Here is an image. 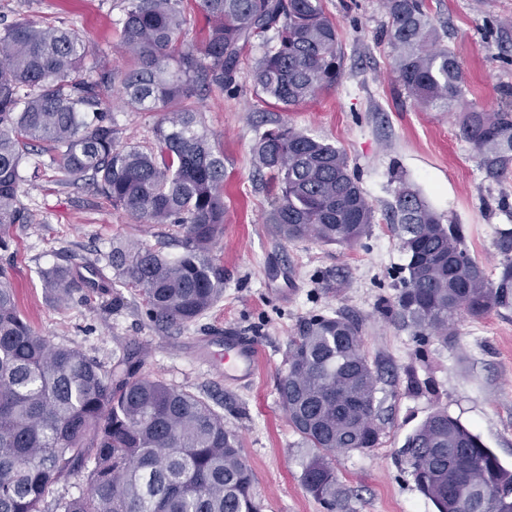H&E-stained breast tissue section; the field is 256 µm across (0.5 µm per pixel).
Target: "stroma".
<instances>
[{"label": "stroma", "instance_id": "obj_1", "mask_svg": "<svg viewBox=\"0 0 512 512\" xmlns=\"http://www.w3.org/2000/svg\"><path fill=\"white\" fill-rule=\"evenodd\" d=\"M124 0H0V28L18 18L69 29L96 47L109 68L124 66L118 21ZM441 45L464 72L463 94L448 109L422 106L398 84L385 0H323L342 47V76L313 101L284 111L255 93L251 70L265 47L254 41L241 57L234 89L210 87L198 107L224 156V235L215 254L224 263V295L195 322L153 321L137 291L121 288V304L92 288L56 302L44 270L97 273L113 280L106 261L113 243L134 241L174 257L179 227L143 224L90 189L57 180L36 155L23 161L18 205L31 220L13 225L0 251V279L17 294L21 313L51 343L77 348L111 368L130 345L142 351V373L207 400L224 416L254 473L263 512H325L300 476L309 456L278 402L277 382L288 345L314 314L343 313L362 325L364 350L383 374L378 399L385 421L377 448L335 456L348 490L347 512H437L400 461L406 437L435 409L469 425L501 462L512 467V307L481 318H455L448 342L413 336L390 316L406 259L387 220L393 173H402L444 223L461 225L465 245L488 276L502 256L500 227L512 228V177H487L459 131V116L512 107V0H429ZM122 142L148 150L162 115L131 109L110 92ZM285 121L331 142L375 209L367 236L351 247L312 239L287 241L264 218L267 180L255 170L252 147L273 122ZM231 332L257 339L262 359L247 384L225 380L215 361ZM415 371L427 392L406 389Z\"/></svg>", "mask_w": 512, "mask_h": 512}]
</instances>
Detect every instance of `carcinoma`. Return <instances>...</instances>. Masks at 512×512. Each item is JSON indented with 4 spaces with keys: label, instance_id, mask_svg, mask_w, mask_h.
<instances>
[{
    "label": "carcinoma",
    "instance_id": "obj_1",
    "mask_svg": "<svg viewBox=\"0 0 512 512\" xmlns=\"http://www.w3.org/2000/svg\"><path fill=\"white\" fill-rule=\"evenodd\" d=\"M184 0H125L120 49L132 64L88 77L93 49L74 33L19 19L0 33V250L6 229L26 224L18 207L24 155L36 150L59 182H87L144 224L180 227L169 259L135 242L112 247L115 279L138 290L148 315L188 324L224 294L214 246L224 233V158L190 101L203 87L230 89L240 57L265 44L252 81L284 110L314 100L341 76L336 23L322 0H197L207 19L202 46L182 40ZM388 38L399 84L420 104L447 108L462 95L460 62L437 35L427 0H388ZM166 117L155 148L120 141L106 93ZM461 136L488 177L512 174V109L463 112ZM256 169L276 190L265 223L290 241L312 237L351 247L375 210L345 154L286 121L259 134ZM389 223L406 257L394 320L415 336L448 342L454 319L512 306V229L498 232L501 272L490 279L470 256L462 229L444 224L398 179ZM45 288L70 296L69 271ZM141 352L123 350L108 370L77 348L53 346L0 282V512H261L254 475L224 416L203 398L140 373ZM279 403L311 449L301 483L327 512L344 507L333 454L380 443L381 376L364 350L361 324L341 314L304 320L289 344ZM417 488L437 512H512V469L459 418L428 415L400 449ZM86 473L77 496L47 501L63 477Z\"/></svg>",
    "mask_w": 512,
    "mask_h": 512
}]
</instances>
